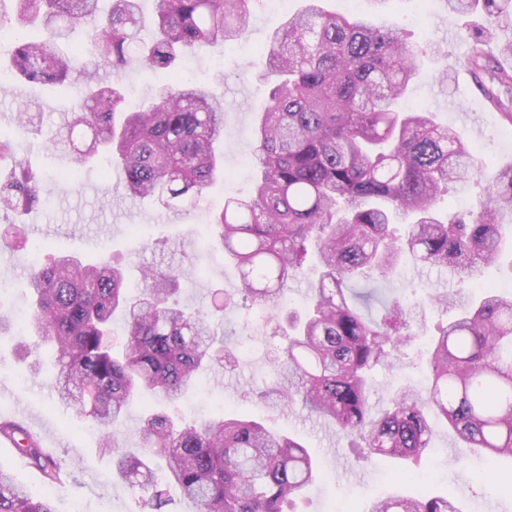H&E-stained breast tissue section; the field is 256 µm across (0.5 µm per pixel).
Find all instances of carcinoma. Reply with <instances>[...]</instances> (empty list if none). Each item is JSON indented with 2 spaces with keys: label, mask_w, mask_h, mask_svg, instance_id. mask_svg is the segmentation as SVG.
<instances>
[{
  "label": "carcinoma",
  "mask_w": 512,
  "mask_h": 512,
  "mask_svg": "<svg viewBox=\"0 0 512 512\" xmlns=\"http://www.w3.org/2000/svg\"><path fill=\"white\" fill-rule=\"evenodd\" d=\"M487 33L512 17V0H489ZM251 0H154L156 34L141 36L139 0H16L11 67L30 82L70 79L68 55L85 56L82 89L70 128L91 137L77 150L69 175L92 161L121 168L132 197L169 208L194 203L224 177L218 152L224 140V102L176 73L178 59L222 41L231 46L247 31ZM95 26L87 44L73 47L76 27ZM428 47L412 45L396 28L367 18L343 17L304 0L259 57L267 103L257 115L248 196L230 198L212 224L224 254L236 266L241 301L278 317L279 300L303 269L308 248L322 270L310 282L304 316L288 315L285 344L271 353L272 383L261 396L283 412L299 404L329 421L336 432L365 445L366 457L419 459L429 449L434 413L456 434L465 456L512 458V297L492 288L481 299L463 289L431 295L429 303L456 310L426 343L429 385L405 388L386 410L372 415L373 369L394 365L411 341L405 300L390 299L368 317L349 293L356 278L376 271L394 275L402 255L425 266L449 268L472 279L493 264L503 240L496 214L512 209V174L478 166L473 148L454 129L436 124L430 110L402 111L398 102ZM174 72L147 106L124 109L121 74L132 62ZM468 64L484 95L512 123V72L479 51ZM108 69L112 80L99 79ZM484 184L469 221L448 222L437 210L452 188ZM42 177L14 159L0 184V208L20 211L37 200ZM407 225L398 238L393 224ZM183 269L143 270L144 288L131 295L125 270L107 258L84 264L58 250L45 266L30 268L33 313L29 355L46 344L54 354L53 387L77 417L93 422L112 454L115 474L146 495L144 506L162 512L173 495L197 512H294L300 491L317 466L291 435L230 415L198 422L152 413L141 426L142 453L120 450L115 432L137 391L177 401L205 371L231 360L220 355L224 336L208 315L180 305ZM127 318L124 351L112 347V315ZM0 437L37 469L45 484L62 483L61 463L27 429L0 420ZM165 467L156 480V467ZM0 512H53L49 499L18 487L0 466ZM368 512H459L448 499L391 495Z\"/></svg>",
  "instance_id": "cac0c4a2"
}]
</instances>
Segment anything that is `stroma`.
<instances>
[{"instance_id": "1", "label": "stroma", "mask_w": 512, "mask_h": 512, "mask_svg": "<svg viewBox=\"0 0 512 512\" xmlns=\"http://www.w3.org/2000/svg\"><path fill=\"white\" fill-rule=\"evenodd\" d=\"M303 5L288 0L280 11L269 10L264 0H253L249 31L235 48L215 44L189 55L183 75L205 86L224 101V173L192 205L171 212L160 204L128 196L121 191V170H113L111 182H103L92 170L73 180L65 175L73 159V147L65 141L48 146V130L63 129L69 100L67 87L48 86L17 78L10 70L7 52L0 50V135L16 152L41 172L44 182L40 199L26 212L0 210V313L11 322L29 315L28 266L47 262L56 245L83 259L105 255L126 270L130 290L142 283L141 269L185 267L193 274L182 280L177 298L181 305L210 313L215 325L234 329V363L201 375L193 390L173 403L148 396L134 398L116 436L126 448L140 446V428L146 408L211 418L230 412L266 426L293 432L320 464L322 474L296 499L295 512H364L370 499L400 492L408 496L442 495L461 512H512V491L485 492L477 476L482 461L473 457L454 464L458 444L448 427L435 428L431 448L423 460V479H401L402 463L395 460L356 461L347 440L332 427L293 408L275 414L259 393L269 379L268 356L284 339L267 325L260 306H231L218 311L213 294H235L239 278L221 248L210 241L207 230L211 214L230 196L249 192L254 148V118L266 98V90L254 72L258 49L281 29L290 15ZM357 11L371 14L375 23H394L403 28L409 42H431L433 55L425 58L411 81L407 106L429 108L436 122L458 129L476 148L478 156L493 170L512 169V125L482 96L479 88L466 84L468 57L479 49L499 58L512 69V56H500V42L512 41V26H502L496 37L484 35L486 14L478 8L467 14L449 12L446 0H397L386 13H372L368 0H357ZM127 102L139 108L165 84L161 72H149L139 64L121 75ZM26 112H40L43 123H26ZM505 251L496 266L484 270L478 280L491 283L512 295V211L501 212ZM368 287L378 297L403 295L411 309L414 347L446 325L449 313L425 306L429 293H446L460 285L453 272L438 267L402 263L396 277L372 276ZM41 374H33L21 359L14 342L0 343V416L21 422L35 432L64 466L63 484L45 488L38 470L21 459L11 444H0V466L16 483L43 493L54 512H140L139 497L112 477V457L101 449L102 437L90 422L61 405L50 382V354H43ZM424 367L413 363L378 369L373 377L370 402L373 413L386 408L396 390H422Z\"/></svg>"}]
</instances>
